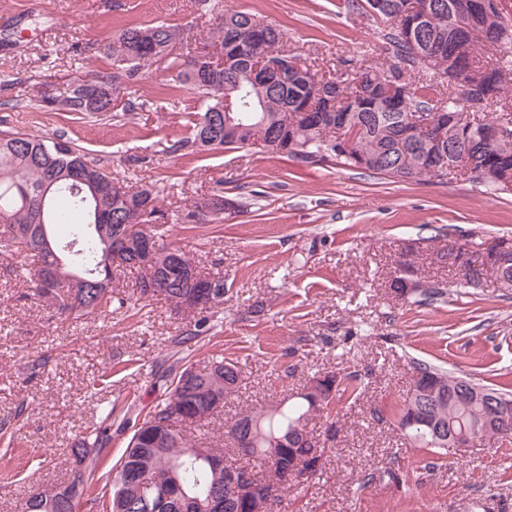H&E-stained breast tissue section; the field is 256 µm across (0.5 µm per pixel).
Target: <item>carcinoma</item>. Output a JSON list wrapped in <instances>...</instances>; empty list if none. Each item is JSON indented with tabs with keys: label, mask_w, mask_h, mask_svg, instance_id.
Listing matches in <instances>:
<instances>
[{
	"label": "carcinoma",
	"mask_w": 512,
	"mask_h": 512,
	"mask_svg": "<svg viewBox=\"0 0 512 512\" xmlns=\"http://www.w3.org/2000/svg\"><path fill=\"white\" fill-rule=\"evenodd\" d=\"M361 7L384 24L383 40L391 63L382 68L362 67L351 74L329 77L330 85L319 89L318 71L284 46L281 30L245 12L225 11L217 16L205 43L224 50V68L209 70L198 59L191 44L183 55L173 57L168 69L173 81L188 87L192 96L182 100L186 133L166 147L180 156L203 149L207 139L216 149L258 148L280 153V146L293 142L292 160L316 166L334 161L344 167L370 171L399 181L444 180L450 174L434 169L468 154L480 171L477 183L493 194L512 181V106L503 103L512 83V70L479 58L480 50L493 43L512 42V14L505 0H489L485 34L472 35L460 12L461 0H346ZM182 35L176 25L136 24L102 41L101 51L126 63L122 75L88 72L76 80L82 85L107 76L110 92L97 105L88 107L71 98L65 111L86 118L112 111L119 95L136 86L144 67L161 54L169 38ZM281 59V72H255L263 57ZM431 72L437 81L416 76ZM481 80L483 97L479 111L468 120L451 124L437 121L426 133L413 132L411 118L429 117L440 109H459L453 89ZM232 100L233 127L224 132L208 123L209 114ZM497 110L488 112V109ZM87 180L83 196L69 190L74 175ZM159 195L139 189L131 191L103 162L89 158L80 147L60 135L46 137L22 131L0 132V254L20 258V268L30 273L23 298L36 299L67 319L91 316L112 303V295L101 294L102 282L113 276L112 234L127 232L126 267L138 272L139 297H163L180 314L184 297L194 292L207 298V289L191 288L189 270L196 262L179 247L164 243L167 215L158 206ZM224 221V210H213L198 218L192 211L178 214L176 223L192 224L211 232L210 225ZM70 225L66 238L55 229ZM154 238L161 252L153 264L143 262L141 250ZM467 244L450 241L438 249L439 263L459 270L463 284L478 286L494 274L512 281V252L496 262L484 264L464 259ZM61 263L62 273L84 278L90 284L78 288L67 300L68 288L46 290L38 285L41 266ZM166 286L145 291L148 279ZM415 250L407 249L397 261L389 288L397 296L413 295L422 301L442 294L432 285L421 287ZM224 304L221 289L214 303L187 317L190 327L182 332L183 347L200 335L207 313ZM172 382L164 398L134 425L127 448L105 481L95 478L96 458L87 448H102L109 438L100 429L78 441L71 454L80 468L67 484L52 485L22 497L19 512H80L88 502L101 512H246L238 498L224 492V472L247 470L262 488L290 484L282 482L288 469L311 461V440L318 435L308 424L330 414L336 398L359 394V375L326 372L315 376L329 397L300 393L296 401L281 407L246 411L224 422L223 437L232 444L237 458L227 460L224 447L204 446L207 457L223 467L209 465L186 453L196 447L187 430L210 424L224 411V390L238 391L240 371L232 361L220 357L200 369L184 363L171 369ZM466 375L417 364L415 386L449 390ZM373 416L390 423L408 442L423 448L446 450L450 438L466 436L473 441L496 439L512 443V417L505 424L488 427L484 407L457 392L419 397L411 390L396 411L374 409Z\"/></svg>",
	"instance_id": "1"
}]
</instances>
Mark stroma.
I'll return each instance as SVG.
<instances>
[{
	"mask_svg": "<svg viewBox=\"0 0 512 512\" xmlns=\"http://www.w3.org/2000/svg\"><path fill=\"white\" fill-rule=\"evenodd\" d=\"M222 10L277 26L288 48L321 73L387 61L381 20L342 0H0V30L15 39L0 45V129L66 134L123 184L155 187L172 211L217 192L232 201L208 239L178 224L165 237L224 280V303L190 360L237 361L241 383L225 418L282 400L328 371L361 376L360 396L338 399L331 411L338 431L321 479L290 490L287 512H512V443L485 440L436 456L372 415L405 398L414 361L512 393V285L489 275L480 287H459L458 271L432 258L451 240L475 255L488 238L512 236V195L463 179L395 183L256 149L167 154L184 132L180 102L190 91L169 90V72L155 64L107 119L44 103L88 71H121L98 46L125 25L165 22L196 39ZM410 247L422 279L443 287L444 297L419 305L391 292L395 263ZM15 265L0 256V420L15 417L21 426L17 444H0V512H16L31 490L69 481L71 446L108 418L111 440L97 471H111L131 435L122 419L145 417L164 397L172 341L183 328L158 296L95 318L54 317L23 299L26 277ZM35 359L42 366L34 377ZM105 373L110 381L99 384ZM388 464L419 472L418 482L361 487L365 474Z\"/></svg>",
	"mask_w": 512,
	"mask_h": 512,
	"instance_id": "stroma-1",
	"label": "stroma"
}]
</instances>
